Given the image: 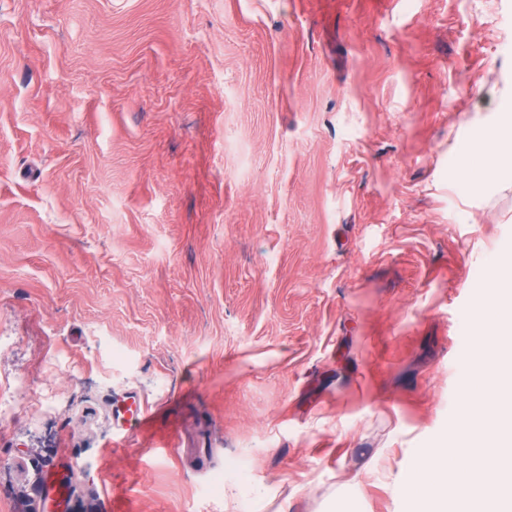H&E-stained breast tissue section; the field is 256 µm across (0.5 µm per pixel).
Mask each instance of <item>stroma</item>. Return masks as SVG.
<instances>
[{"label": "stroma", "instance_id": "obj_1", "mask_svg": "<svg viewBox=\"0 0 512 512\" xmlns=\"http://www.w3.org/2000/svg\"><path fill=\"white\" fill-rule=\"evenodd\" d=\"M507 101L512 0H0V512H408ZM506 146L509 150L506 151ZM511 153V125L510 136H504L502 133L494 139L480 146H474L468 153L467 163L477 161V169L487 171L495 168L498 164H510Z\"/></svg>", "mask_w": 512, "mask_h": 512}]
</instances>
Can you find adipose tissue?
Returning a JSON list of instances; mask_svg holds the SVG:
<instances>
[{"label":"adipose tissue","mask_w":512,"mask_h":512,"mask_svg":"<svg viewBox=\"0 0 512 512\" xmlns=\"http://www.w3.org/2000/svg\"><path fill=\"white\" fill-rule=\"evenodd\" d=\"M490 298L475 312L473 319L480 333L469 342V352L481 364V375L504 370L503 347L512 345V260L493 266L488 276ZM489 410L485 402L467 409L463 418L465 431L453 449L419 448L405 471L401 491L409 502L420 501L428 485H435L433 506L436 512H474L477 498L512 499V481L487 479V472L502 471L512 461V419L491 426L485 417ZM496 437L497 451L482 455V473L449 465V454L470 452L476 441Z\"/></svg>","instance_id":"obj_1"}]
</instances>
